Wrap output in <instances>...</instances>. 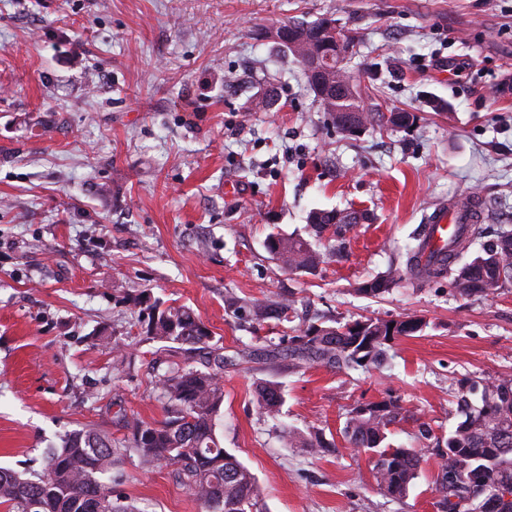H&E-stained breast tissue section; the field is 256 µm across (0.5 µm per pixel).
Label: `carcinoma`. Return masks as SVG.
<instances>
[{"label":"carcinoma","mask_w":512,"mask_h":512,"mask_svg":"<svg viewBox=\"0 0 512 512\" xmlns=\"http://www.w3.org/2000/svg\"><path fill=\"white\" fill-rule=\"evenodd\" d=\"M334 18L312 22L290 21L279 26L277 45L301 65L313 92L319 86L307 68V60L324 65L326 56L336 57V47L320 38ZM322 81H331V105L341 113H355L359 124L408 128L418 116L413 112H392L383 119L380 109L365 108L362 97L349 98L345 90L358 86L361 77L343 64L332 77L321 72ZM336 211L314 209L306 223L315 241L326 232L343 245L353 224L335 220ZM405 253L404 271L417 279L447 278L467 296H482L512 282V228L494 238L482 240L479 225L462 226L448 240V261L419 265L425 248L421 236ZM313 241V242H315ZM313 242L302 237L269 236L266 248L278 250L279 261L291 270L314 274L320 255ZM402 269L367 280L357 287L361 294L380 296L401 277ZM144 334L159 343L188 345L193 350H211L213 358L204 370L185 363H172L159 374L158 385L166 400V417L157 425L135 422L132 433L114 440L92 430H75L61 444L45 454L44 467L29 477L0 468V512H142L131 502L114 500L113 486L122 479L123 460L135 455L147 465L166 463L173 467L177 484L194 496L204 512H263L261 490L254 474L229 453L216 435L217 420L224 402L220 371L224 355L212 348L211 333L193 311L185 306H162L155 301L147 307ZM293 302L272 299L266 305L245 310L251 322L268 318L290 321ZM426 327L421 318L408 317L393 322L361 318L344 324L311 322L294 336L282 337L278 348L288 358L319 363L331 368L370 369L381 366L385 352L399 337L413 336ZM282 404L280 388L272 383L256 391L258 413L275 418ZM456 412L460 421L448 433L447 451H438L440 461L435 479L439 494L438 512H486L495 500L494 512H512V378L493 382L465 377L457 381ZM409 413L394 398L361 403L346 419L344 436L351 447L369 454L375 484L384 496L404 499L419 476L420 458L414 448L388 442L390 427ZM283 439L318 455L328 448L319 435L305 437L295 429L282 430Z\"/></svg>","instance_id":"obj_1"}]
</instances>
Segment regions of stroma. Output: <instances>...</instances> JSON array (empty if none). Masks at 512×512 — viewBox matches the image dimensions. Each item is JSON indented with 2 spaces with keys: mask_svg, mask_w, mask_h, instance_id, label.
<instances>
[{
  "mask_svg": "<svg viewBox=\"0 0 512 512\" xmlns=\"http://www.w3.org/2000/svg\"><path fill=\"white\" fill-rule=\"evenodd\" d=\"M323 16L359 39L347 66L365 105L416 113L412 129L341 133L293 56L256 37ZM267 86L279 109L251 111ZM473 196L485 232L512 225V0H0V466L37 472L72 431L121 438L126 419H164L159 369L187 351L146 341L142 312L160 301L191 308L236 360L216 432L265 512H437L451 378L512 376V282L487 297L407 273L380 298L355 288L399 264L436 208ZM315 208L372 219L316 274L288 270L265 240L308 236ZM275 293L293 294V322L235 318ZM362 316L426 326L369 371L259 353ZM262 381L281 389L277 419L257 411ZM392 396L418 417L390 442L423 456L401 500L343 433L347 410ZM285 425L331 451L288 444ZM122 472L118 495L144 512H202L170 466L132 457Z\"/></svg>",
  "mask_w": 512,
  "mask_h": 512,
  "instance_id": "1",
  "label": "stroma"
}]
</instances>
